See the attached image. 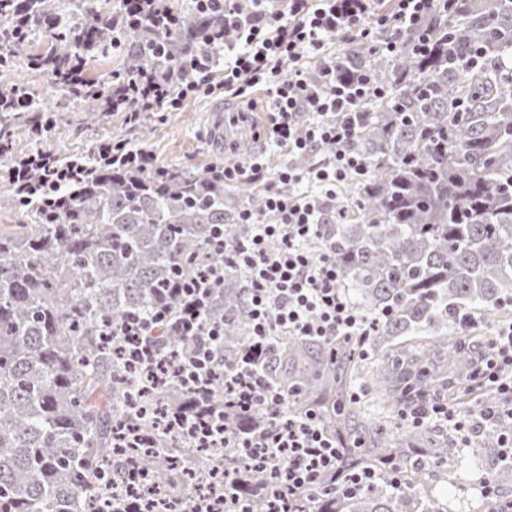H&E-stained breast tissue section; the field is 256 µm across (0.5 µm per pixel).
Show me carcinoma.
<instances>
[{"label": "carcinoma", "instance_id": "carcinoma-1", "mask_svg": "<svg viewBox=\"0 0 512 512\" xmlns=\"http://www.w3.org/2000/svg\"><path fill=\"white\" fill-rule=\"evenodd\" d=\"M68 2L81 21L71 22L60 0H31L33 22L52 26L44 28L46 48L26 55L25 67L41 61L63 72L79 53L87 65L112 56L118 2ZM177 16L174 31L148 19L124 27L123 68L88 78L64 109L72 100L98 107L99 93L141 70L179 80L224 13L189 7ZM430 29L434 50L426 56L408 40L391 56H373L369 67L390 91L364 105L368 119L352 144L369 173L347 186L341 222L326 226L343 285L363 314L380 317L373 356L366 361L344 345L333 355L296 336L280 343L277 357L293 368L271 378L302 388L294 410L343 385L340 363L352 375L378 378L393 409L434 392L458 401L476 388V347L485 340L460 331L459 318L474 312L488 324L512 312V75L504 72L512 60V0H459L452 19L434 18ZM342 59L363 64L357 42L343 45ZM238 193L263 209L254 187ZM63 196L48 211L21 205L10 186L0 192V210L17 216L0 224V512H91V505L139 512L124 493L134 473L149 476L168 502L197 512V497L167 493L194 489L192 474L215 466V449L193 447L167 423L179 410L209 405L230 430L240 424L224 373L248 341L245 276L227 271L209 302L207 321L224 328V342L206 392L170 384L142 394L118 344L101 331L130 315L149 318L164 304L178 308L168 292L175 280L224 263V253L206 250L215 225L250 232L235 223L243 203L209 172L173 167L103 169ZM152 340L177 351L192 344L184 336ZM351 412L327 409L323 424L341 436ZM271 469L231 455L211 480L227 492L237 488L252 512H288L261 493L276 482ZM420 490L409 480L398 492L323 495L318 512H405V500Z\"/></svg>", "mask_w": 512, "mask_h": 512}]
</instances>
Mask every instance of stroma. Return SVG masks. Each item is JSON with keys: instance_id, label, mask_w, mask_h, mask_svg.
<instances>
[{"instance_id": "1", "label": "stroma", "mask_w": 512, "mask_h": 512, "mask_svg": "<svg viewBox=\"0 0 512 512\" xmlns=\"http://www.w3.org/2000/svg\"><path fill=\"white\" fill-rule=\"evenodd\" d=\"M270 103L271 95L265 89L234 97L225 94L219 85L212 92L188 98L180 109L153 117L128 132L117 115L86 120L85 106L76 102L69 120L57 122L48 137L36 139L30 126L22 123L13 129L10 140L18 154L40 146L62 155H85L98 137L124 134L132 143L150 151L156 165L197 171L236 157L238 143L247 140L254 148L265 149L268 168L273 171L287 162L288 153L263 143V125ZM370 392L367 384L354 380L345 383L336 396L342 408L354 401L368 403L365 412L347 421L349 441L364 453L376 438L374 423L382 414L381 409L370 404ZM495 455L492 448L478 456L455 452L452 466L434 467L426 475L428 499L439 512H481L483 493L477 481L481 472L489 470Z\"/></svg>"}]
</instances>
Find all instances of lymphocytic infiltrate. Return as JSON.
Returning <instances> with one entry per match:
<instances>
[{
    "instance_id": "lymphocytic-infiltrate-1",
    "label": "lymphocytic infiltrate",
    "mask_w": 512,
    "mask_h": 512,
    "mask_svg": "<svg viewBox=\"0 0 512 512\" xmlns=\"http://www.w3.org/2000/svg\"><path fill=\"white\" fill-rule=\"evenodd\" d=\"M218 1L224 6V25L212 31L206 48L188 62L187 79L175 85L143 72L132 86H118L102 97V110L122 114L124 125L133 128L151 113L179 109L187 98L212 91L216 74H223L225 91L238 97L262 84L272 94L265 141L286 149L292 161L275 172L262 212L237 210V223L250 227L247 237L228 228L214 233L212 248L223 251V265L205 266L196 279L175 283L177 312L129 318L113 327L111 335L144 383L175 380L191 391L204 389L213 375L214 347L224 338L220 327L205 320L211 295L223 287L226 269L244 271L249 347L237 372L225 377L224 388L244 412L253 401H266L272 421L263 428L243 423L231 432L222 414L214 412L186 415L170 426L191 434L201 446L261 449L265 461L278 468L275 496L287 499L289 512H300V493L314 498L328 484L345 497L381 478L399 482L392 466L381 474L370 468L344 472L342 448L323 431L316 410L284 418L297 394L273 388L263 376L274 337L300 336L330 346L344 340L362 348L377 325L343 288L325 227L342 215L336 204L345 185L368 173L366 159L351 148L366 118L362 105L385 96L388 89L366 68L344 72L329 42L338 36L392 53L410 36L424 55L431 50L428 20L437 13L453 14L457 0H194L206 9ZM160 2L120 0L113 28L142 24L151 15L159 27L175 30L177 16L158 12ZM25 12L26 0H0V56L9 57L13 46L25 40ZM307 56L319 61L318 78H310L303 66ZM304 154L319 160L306 169L296 166L295 157ZM109 166L144 171L153 169L154 159L127 140L104 136L86 155L64 157L38 148L13 156L8 167H0V181L18 190L23 205L38 208ZM266 172L264 155L253 153L221 163L219 176L225 190L232 191L263 180ZM169 331L191 337L194 348L163 355L153 339ZM481 381L496 391V407L461 409L432 401L412 413V423L449 425L466 445L481 431L512 421L511 317L488 329Z\"/></svg>"
}]
</instances>
